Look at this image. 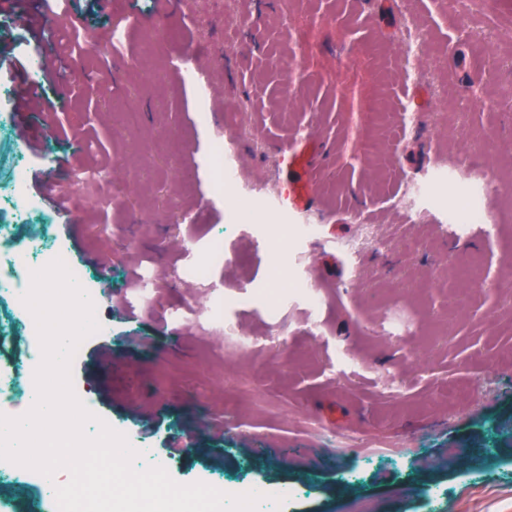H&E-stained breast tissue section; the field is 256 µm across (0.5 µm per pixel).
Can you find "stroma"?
Wrapping results in <instances>:
<instances>
[{
    "label": "stroma",
    "mask_w": 512,
    "mask_h": 512,
    "mask_svg": "<svg viewBox=\"0 0 512 512\" xmlns=\"http://www.w3.org/2000/svg\"><path fill=\"white\" fill-rule=\"evenodd\" d=\"M22 10L40 19L22 68L0 70V178L24 159L55 240L110 284L109 331L71 365L95 414L178 483L293 489L276 512H512V0L467 38L447 0ZM47 31L74 52L39 88L49 109L18 111ZM190 52L217 74L206 89ZM414 88L426 109L406 125ZM379 92L391 111L369 129L357 106ZM217 119L241 156L219 199ZM465 153L477 165L455 169ZM86 171L101 181L57 210L46 185ZM459 191L483 223L457 215ZM0 501L52 512L23 481Z\"/></svg>",
    "instance_id": "obj_1"
}]
</instances>
